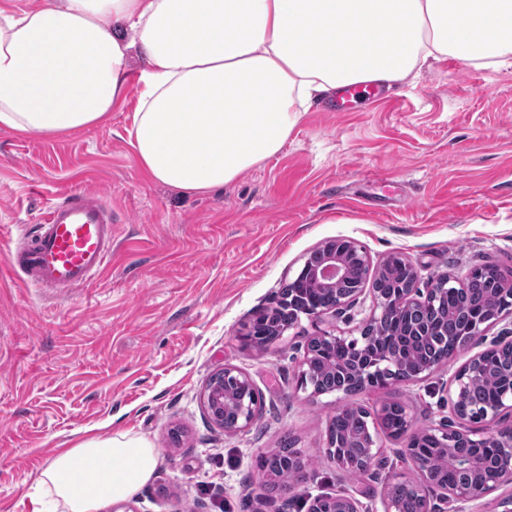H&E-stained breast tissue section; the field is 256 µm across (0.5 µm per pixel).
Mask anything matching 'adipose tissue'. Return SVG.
I'll use <instances>...</instances> for the list:
<instances>
[{
    "label": "adipose tissue",
    "instance_id": "adipose-tissue-1",
    "mask_svg": "<svg viewBox=\"0 0 512 512\" xmlns=\"http://www.w3.org/2000/svg\"><path fill=\"white\" fill-rule=\"evenodd\" d=\"M138 55L143 66L131 70ZM512 66V0H54L0 8V128L95 126L137 86L135 158L211 192L277 155L313 104L429 61ZM158 450L119 432L58 454L35 512H102L151 479Z\"/></svg>",
    "mask_w": 512,
    "mask_h": 512
}]
</instances>
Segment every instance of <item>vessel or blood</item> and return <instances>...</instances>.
I'll return each mask as SVG.
<instances>
[{
    "mask_svg": "<svg viewBox=\"0 0 512 512\" xmlns=\"http://www.w3.org/2000/svg\"><path fill=\"white\" fill-rule=\"evenodd\" d=\"M378 86L350 85L331 102L342 112L381 99ZM112 256V211L96 195L76 192L51 205L42 224L20 236L16 264L37 288L71 291L86 286Z\"/></svg>",
    "mask_w": 512,
    "mask_h": 512,
    "instance_id": "1",
    "label": "vessel or blood"
}]
</instances>
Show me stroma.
I'll list each match as a JSON object with an SVG mask.
<instances>
[{
    "label": "stroma",
    "instance_id": "obj_1",
    "mask_svg": "<svg viewBox=\"0 0 512 512\" xmlns=\"http://www.w3.org/2000/svg\"><path fill=\"white\" fill-rule=\"evenodd\" d=\"M136 107L132 88L91 128H0V512H34L28 489L58 449L126 430L158 450L133 512H306L339 488L379 512L388 483L417 477L405 439L379 433L372 472L351 474L327 457L331 418L397 401L412 430L438 426L478 346L415 383L315 395L297 386L309 336H356L358 322L304 316L264 351L240 332L337 238L376 265L406 256L424 291L484 264L512 268V68L447 58L373 105L312 108L276 156L207 194L148 179L127 134ZM76 190L111 208L112 260L86 287L31 288L14 265L16 238ZM228 364L264 399L252 426L231 435L200 401ZM285 439L308 467L274 493L257 461Z\"/></svg>",
    "mask_w": 512,
    "mask_h": 512
}]
</instances>
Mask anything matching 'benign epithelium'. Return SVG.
I'll list each match as a JSON object with an SVG mask.
<instances>
[{"label":"benign epithelium","mask_w":512,"mask_h":512,"mask_svg":"<svg viewBox=\"0 0 512 512\" xmlns=\"http://www.w3.org/2000/svg\"><path fill=\"white\" fill-rule=\"evenodd\" d=\"M323 254L319 261L308 259L305 261L300 275H306L325 288H336L349 282L350 266L347 255L351 254L363 265L368 273L377 274L381 267L373 266L366 249L353 239L338 238L322 246ZM408 270L407 287L400 289L399 293L386 297L376 294L370 288L360 285L351 288L339 299L329 306L321 305L307 312L311 318H321L325 315H351V312L364 305L366 297H371L373 309L379 314H371L362 320L366 325L376 322L384 317H394L397 312L414 305H431L438 296V289L431 288L422 293L416 288L417 273L413 265L405 257H400ZM500 314L496 313L486 319H477L470 326L469 336L465 337L464 345L480 344L484 340L483 332L488 325L496 321ZM342 345L351 350L356 358V366L351 371L357 389H371L380 385L375 372V363L362 348V341L354 336H345L336 333V330H325L312 336L311 347L306 349L301 364L298 387L312 388V393L321 395L323 391L318 383L314 366L319 353L332 350ZM483 354L479 353L469 359L455 373L452 384L453 391L449 393V400L453 415L464 421L484 423L488 426L487 438L498 448L505 459V464L498 471L488 473L480 463L468 458L453 460V464L462 469L473 472L470 483L456 487H442L433 483L428 475L426 463L418 450L410 445L402 450L416 470L426 489V512H461L463 502H473L484 497L485 494L504 486L512 487V364L503 370L506 390L501 400L494 406L476 409L466 414L460 409L473 383L482 372ZM201 401L210 419L217 425L223 426L222 414L232 413L233 424L225 427V431L240 433L246 430L255 420L262 404L263 397L251 378L238 367L230 364L224 365L223 372L215 376L202 392ZM439 446L446 448L450 442H459L469 439V435L454 427L449 420L443 427L428 429ZM364 448L358 464L359 470L367 471L373 466L377 457L376 441L372 434H367L366 440L361 444ZM308 512H360L359 500L355 494L338 491L334 494L324 495L314 500Z\"/></svg>","instance_id":"obj_1"}]
</instances>
